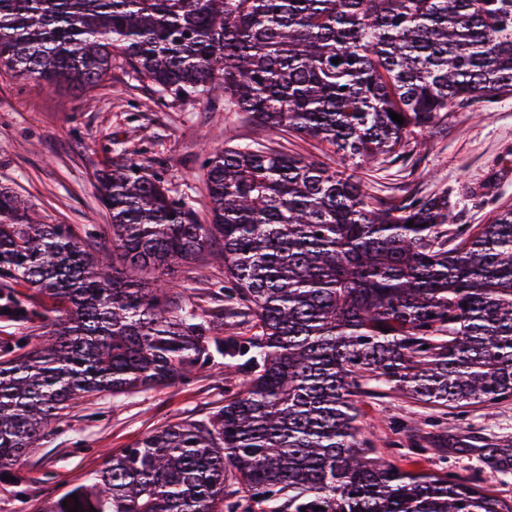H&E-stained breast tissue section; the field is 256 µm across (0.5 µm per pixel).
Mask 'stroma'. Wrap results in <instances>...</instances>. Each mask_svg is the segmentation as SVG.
I'll use <instances>...</instances> for the list:
<instances>
[{
	"instance_id": "obj_1",
	"label": "stroma",
	"mask_w": 512,
	"mask_h": 512,
	"mask_svg": "<svg viewBox=\"0 0 512 512\" xmlns=\"http://www.w3.org/2000/svg\"><path fill=\"white\" fill-rule=\"evenodd\" d=\"M426 140L423 148L409 143L408 159L382 158L355 168L375 205L398 207L420 196L447 195L454 215L444 227L449 235L460 226L489 223L512 206V95L451 104ZM244 145L274 148L332 170L345 167L328 144L293 131L275 134L246 113L225 111L223 96L190 101L159 92L119 56L103 81L82 92L66 84L45 89L0 68V186L26 199L47 224L80 231L109 223L97 199L96 174L122 160L161 175L172 196L206 217L204 158ZM223 277V266L203 258L182 267L176 275L181 303L210 316L223 305L213 288ZM224 362L215 357L190 379L153 390L75 401L21 462L26 483L0 482V512H47L109 455L166 424L210 416L246 380L242 373L225 380ZM356 406L377 457L414 471L472 477L512 499V479H499L474 457L440 453L451 436L476 445L512 443V399L436 408L373 386Z\"/></svg>"
}]
</instances>
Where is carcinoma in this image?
I'll return each mask as SVG.
<instances>
[{
  "label": "carcinoma",
  "instance_id": "obj_1",
  "mask_svg": "<svg viewBox=\"0 0 512 512\" xmlns=\"http://www.w3.org/2000/svg\"><path fill=\"white\" fill-rule=\"evenodd\" d=\"M116 54L163 92L220 89L271 131L398 160L449 104L512 93V0H0V66L20 79L85 89ZM134 168L98 173L111 223L82 235L0 186V320L47 328L0 348V477L23 481L15 466L74 401L220 355L241 362L242 391L146 434L50 512L72 494L84 512H218L231 484L245 512H512L454 473L373 457L354 400L372 382L431 406L512 398L511 206L450 246L446 196L372 208L345 170L239 146L205 161L202 223ZM205 255L225 314L253 313L258 334L225 336L171 297L175 269ZM448 454L512 477V447Z\"/></svg>",
  "mask_w": 512,
  "mask_h": 512
}]
</instances>
